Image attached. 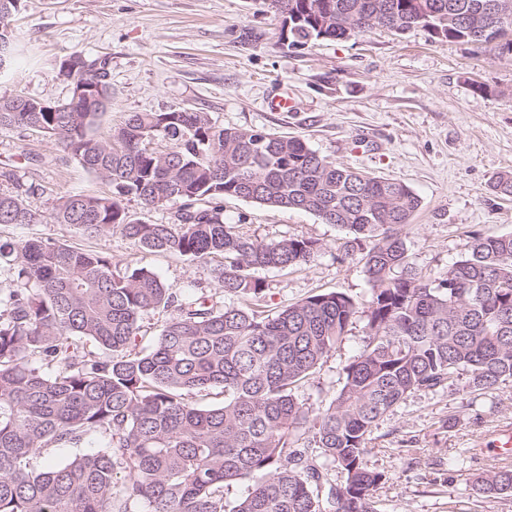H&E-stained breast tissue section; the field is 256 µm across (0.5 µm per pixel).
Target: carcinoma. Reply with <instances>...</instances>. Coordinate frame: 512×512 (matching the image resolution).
<instances>
[{
  "mask_svg": "<svg viewBox=\"0 0 512 512\" xmlns=\"http://www.w3.org/2000/svg\"><path fill=\"white\" fill-rule=\"evenodd\" d=\"M297 21L289 45L347 40L380 25L421 26L448 40L490 45L486 0H284ZM19 0H0V42H13ZM67 73L92 85L94 67ZM0 112V133L36 130L65 157L112 186L108 196H62L58 224L120 232L144 251L218 259L223 300L169 293L145 267L50 239L16 250L0 288V512H378L385 480L364 462L373 429L419 391L462 387L482 395L512 380V234L476 235L434 281L417 273L406 229L419 196L394 179L339 166L297 136L219 126L208 113L134 112L95 135L99 113ZM165 141L170 149L150 147ZM0 224H38L29 189L9 170ZM312 213L352 239L343 256L362 264L370 299L320 292L274 314L264 310L258 268H292L321 250L311 239L265 242L224 223V198ZM179 205L175 224H146L123 201ZM174 314L153 347L137 349L139 322ZM365 319L359 353L341 369L335 397L315 410L295 391ZM224 395L220 405L195 397ZM104 448L60 463L58 447L91 436ZM249 483L228 499L225 489ZM475 497H512V464L479 473Z\"/></svg>",
  "mask_w": 512,
  "mask_h": 512,
  "instance_id": "carcinoma-1",
  "label": "carcinoma"
}]
</instances>
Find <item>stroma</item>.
I'll list each match as a JSON object with an SVG mask.
<instances>
[{"instance_id": "stroma-1", "label": "stroma", "mask_w": 512, "mask_h": 512, "mask_svg": "<svg viewBox=\"0 0 512 512\" xmlns=\"http://www.w3.org/2000/svg\"><path fill=\"white\" fill-rule=\"evenodd\" d=\"M14 61L0 70V96L22 93L64 100L69 84L60 60L78 52L106 59L112 105L96 133L119 127L132 112L174 108L208 113L220 126L298 135L344 167L411 187L421 207L407 229L413 261L431 281L464 255L474 234L512 233V198L492 184L512 171V55L489 46L435 38L422 27L396 35L378 27L346 40L289 47L280 18L265 0H21L13 17ZM285 95L286 112L267 107ZM31 186L27 205L42 223L0 225V244L52 238L111 258L118 268L143 266L170 293L220 297L214 261L138 249L115 233L92 238L55 223V201L67 194L105 195L109 184L33 131L0 134V168ZM14 182L0 179V191ZM224 221L264 241L305 238L321 251L306 265L258 269L265 306L276 312L322 291L358 302L369 285L357 261L343 258L347 232L304 211L243 200L224 201ZM365 320L349 324L342 344L314 378L296 390L315 408L331 401L342 366L358 354ZM512 423V381L487 394L421 391L374 429L364 461L386 479L379 512H512V498L468 502L472 476L487 455L461 463L462 449Z\"/></svg>"}]
</instances>
